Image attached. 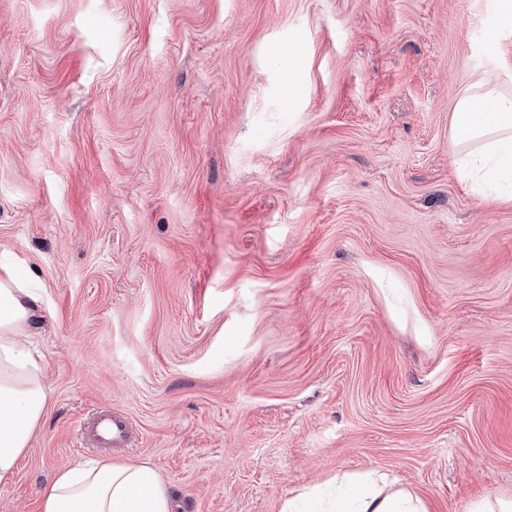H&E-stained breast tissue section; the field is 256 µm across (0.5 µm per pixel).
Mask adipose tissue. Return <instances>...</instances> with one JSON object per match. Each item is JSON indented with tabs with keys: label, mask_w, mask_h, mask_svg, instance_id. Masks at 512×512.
<instances>
[{
	"label": "adipose tissue",
	"mask_w": 512,
	"mask_h": 512,
	"mask_svg": "<svg viewBox=\"0 0 512 512\" xmlns=\"http://www.w3.org/2000/svg\"><path fill=\"white\" fill-rule=\"evenodd\" d=\"M450 146L462 173L512 202V94L480 81L459 97L452 114ZM36 289L0 265V480L14 473L28 452L46 410L48 387L41 355L32 347ZM429 512L411 490L371 468L357 476L303 487L281 512ZM168 487L149 464L102 458L59 471L41 496V512H173Z\"/></svg>",
	"instance_id": "ef3b65f1"
}]
</instances>
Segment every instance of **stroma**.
I'll return each instance as SVG.
<instances>
[{
  "label": "stroma",
  "instance_id": "35a3bbf8",
  "mask_svg": "<svg viewBox=\"0 0 512 512\" xmlns=\"http://www.w3.org/2000/svg\"><path fill=\"white\" fill-rule=\"evenodd\" d=\"M509 71L501 0H0V264L50 389L0 512L102 457L100 408L174 512L372 467L512 499V202L450 147ZM132 425L127 417L110 410H101L94 417L90 433L101 448H123L130 439Z\"/></svg>",
  "mask_w": 512,
  "mask_h": 512
}]
</instances>
